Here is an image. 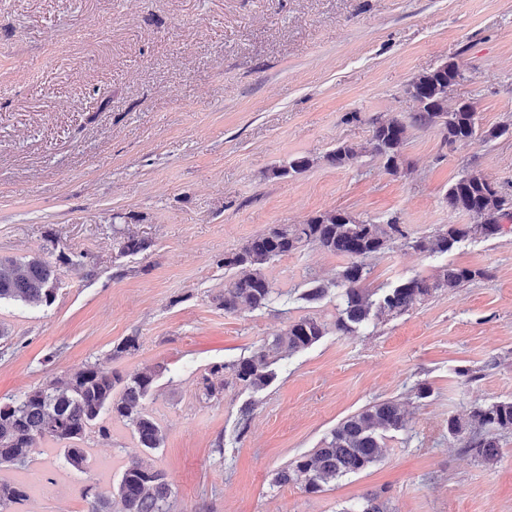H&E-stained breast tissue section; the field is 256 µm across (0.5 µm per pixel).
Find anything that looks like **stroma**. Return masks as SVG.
I'll return each mask as SVG.
<instances>
[{
    "mask_svg": "<svg viewBox=\"0 0 512 512\" xmlns=\"http://www.w3.org/2000/svg\"><path fill=\"white\" fill-rule=\"evenodd\" d=\"M446 61L465 75L449 104L471 101L480 130L512 125V0H0V259L82 258L61 266L50 306L0 304V402L88 361L156 369L145 405L165 441L147 460L166 473L174 512H345L376 492L390 512H512V430L499 432L493 463L448 430L512 401V231L434 256L410 245L471 223L445 199L464 174L512 195V135L451 145L409 127L398 176L368 155L322 161L337 144H365L374 118L409 119V83ZM298 156L318 163L273 176ZM326 209L406 227L369 259L372 290L448 264L483 276L343 334L334 296L300 295L346 260L309 244L269 265L279 296L268 307L224 312L225 255ZM123 234L147 249L120 255ZM302 316L327 332L280 360L266 390L204 396L213 365ZM129 336L138 351L112 360ZM384 399L402 402L408 423L384 432L377 463L315 493L274 482ZM107 428L87 437L84 470L42 439L25 465L0 468L31 486L11 512H81L83 489L116 493L140 449L130 427Z\"/></svg>",
    "mask_w": 512,
    "mask_h": 512,
    "instance_id": "35a3bbf8",
    "label": "stroma"
}]
</instances>
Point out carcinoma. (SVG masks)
<instances>
[{"instance_id": "carcinoma-1", "label": "carcinoma", "mask_w": 512, "mask_h": 512, "mask_svg": "<svg viewBox=\"0 0 512 512\" xmlns=\"http://www.w3.org/2000/svg\"><path fill=\"white\" fill-rule=\"evenodd\" d=\"M463 78L460 66L447 62L414 78L408 93L417 103L412 124L439 130L450 144L478 137L474 106L461 101L448 110V91ZM407 125L394 117L372 121L371 137L365 146L341 143L322 157L301 156L273 170L276 177L299 175L320 161L335 167L352 165L369 154L383 162L391 175L403 170V150ZM448 208L473 217V224H450L433 234L413 241L412 247L429 255L445 254L460 239L480 235L486 239L503 234L504 222L512 219V197L487 179L464 176L448 188ZM406 237L397 221L377 224L359 220L337 209L316 213L303 224H271L262 233L243 243L224 257V270L241 269L224 282L220 305L226 313L266 308L275 294L266 268L274 259L286 256L305 245L347 258L338 279L319 283L301 294L312 303L338 289L340 311L336 330L349 332L370 320H385L408 312L435 292L454 291L478 277L481 270L448 264L433 277H413L385 292L379 301L365 287L367 261L380 254L396 238ZM148 244L134 236L122 237L118 250L134 255ZM57 267L40 259L24 263L0 260V303L22 301L33 306H49L55 299ZM326 326L315 317L291 321L272 342L259 347L251 356L211 367L203 377V391L210 399L224 393L229 385L254 393L265 390L275 379L273 365L286 355L303 351L316 343ZM139 348L138 337L129 336L112 349L116 361ZM156 374L153 371L124 376L118 371L103 372L88 362L66 382L49 381L7 402H0V467L25 464L34 442L48 439L65 444L68 465L80 470L87 450L81 446L87 434L103 416L132 428L139 447L153 452L164 444L161 427L145 407ZM407 416L399 402L386 399L345 418L325 438L320 447L300 456L277 470L274 481L280 485L301 484L309 492H318L336 478L358 473L381 456L382 433L404 428ZM470 425L483 429L468 441L469 450L487 462L499 454L496 430L512 429V401L478 406L470 412ZM117 495L120 508L113 510L112 499L86 488L81 497L84 512H172V487L166 474L140 459H130L121 475ZM27 497L26 487L17 482H0V512ZM347 512H388L387 503L369 494Z\"/></svg>"}]
</instances>
